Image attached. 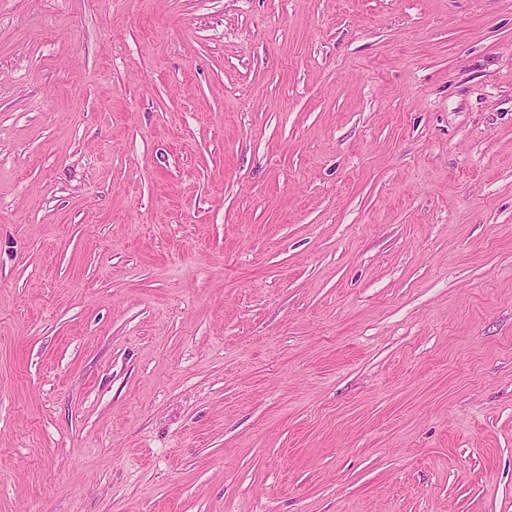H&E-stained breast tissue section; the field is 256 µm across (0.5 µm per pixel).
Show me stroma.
Masks as SVG:
<instances>
[{
    "mask_svg": "<svg viewBox=\"0 0 512 512\" xmlns=\"http://www.w3.org/2000/svg\"><path fill=\"white\" fill-rule=\"evenodd\" d=\"M0 512H512V0H0Z\"/></svg>",
    "mask_w": 512,
    "mask_h": 512,
    "instance_id": "1",
    "label": "stroma"
}]
</instances>
